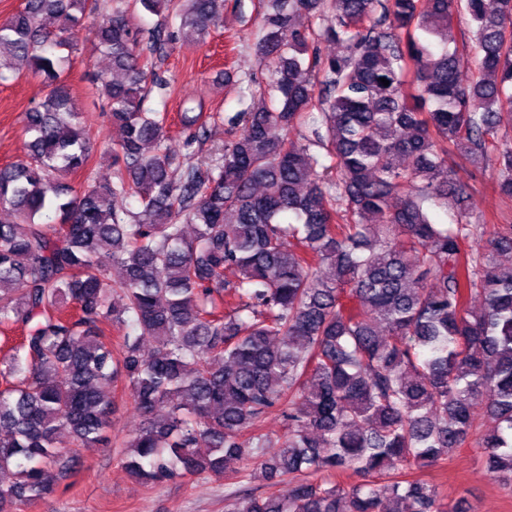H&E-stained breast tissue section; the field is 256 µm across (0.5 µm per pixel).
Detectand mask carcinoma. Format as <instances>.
<instances>
[{
	"label": "carcinoma",
	"instance_id": "cac0c4a2",
	"mask_svg": "<svg viewBox=\"0 0 512 512\" xmlns=\"http://www.w3.org/2000/svg\"><path fill=\"white\" fill-rule=\"evenodd\" d=\"M218 2L107 0L94 35L112 67L93 88L122 130L107 174L64 79L98 0H23L0 24V82L17 59L45 88L27 159L0 167V326L26 327L0 359V473L17 476L0 512L54 493L64 454L75 467L93 445L121 449L150 486L230 473L227 512H448L438 484L404 471L463 447L477 407L484 461L512 483V277L495 260L512 225L474 252L484 228L465 205L469 167L490 157L512 197V0H265L255 56L272 104L229 118L217 156L192 164L201 114L181 113L176 150L146 102L156 88L166 103L157 61L222 23ZM140 9L158 17L146 30L130 26ZM462 14L467 84L448 50ZM77 172L79 193L64 182ZM450 197L453 222L438 224ZM109 321L125 329L115 348ZM105 383L139 417L121 438ZM346 472L358 481L333 480Z\"/></svg>",
	"mask_w": 512,
	"mask_h": 512
}]
</instances>
